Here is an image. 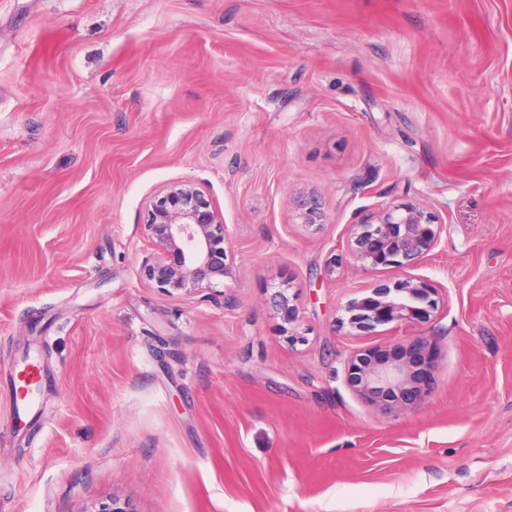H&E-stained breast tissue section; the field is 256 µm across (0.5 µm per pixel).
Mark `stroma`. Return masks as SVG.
<instances>
[{"label": "stroma", "mask_w": 512, "mask_h": 512, "mask_svg": "<svg viewBox=\"0 0 512 512\" xmlns=\"http://www.w3.org/2000/svg\"><path fill=\"white\" fill-rule=\"evenodd\" d=\"M187 179L230 231L221 304L142 279L145 205ZM405 202L448 226L416 270L438 309L335 335L398 277L344 261L349 225ZM416 336L434 346L418 409L347 387L350 350ZM28 356L44 380L18 416L8 366ZM115 495L512 512V0H0V512ZM295 208L302 223L308 227H318L322 225L324 214L321 211L318 198L313 194H299L294 198ZM274 289L275 291L271 294V302L276 310L281 312L285 324L288 325V328L284 327L283 329L285 334L288 333V341L290 343L304 341L303 335L298 330L299 327L297 310L294 305L291 304L292 298L288 293L290 288H283L282 285Z\"/></svg>", "instance_id": "obj_1"}]
</instances>
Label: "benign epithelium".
Returning <instances> with one entry per match:
<instances>
[{
	"label": "benign epithelium",
	"mask_w": 512,
	"mask_h": 512,
	"mask_svg": "<svg viewBox=\"0 0 512 512\" xmlns=\"http://www.w3.org/2000/svg\"><path fill=\"white\" fill-rule=\"evenodd\" d=\"M295 208L302 223L320 226L324 214L313 194H299ZM144 231L152 253L143 265L145 283L171 297L203 294L217 301L224 292L218 287L233 274L226 243L230 233L218 209L193 181L170 184L148 203ZM446 224L414 203H401L372 212L350 226L346 253L365 270L394 267L401 277L379 284L367 294L350 298L335 319L338 335H368L382 325H411L430 317L438 309V290L414 270L439 246ZM288 289L271 294L281 312L288 341L304 340L298 330V314ZM430 342L418 336L389 356L378 358L366 349L353 351L347 359L346 384L360 398L389 414L415 408L431 393L425 354ZM82 512H136L126 500L113 497Z\"/></svg>",
	"instance_id": "obj_1"
}]
</instances>
